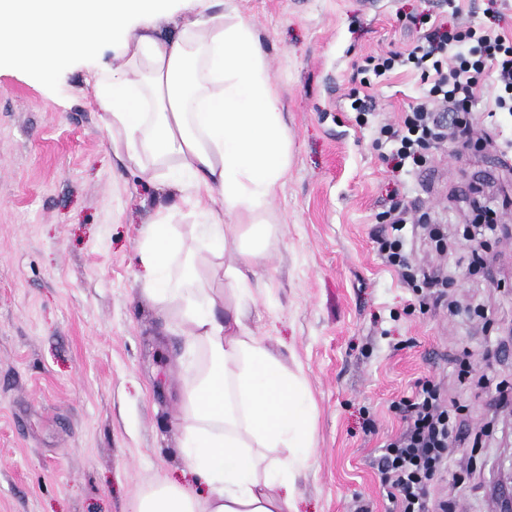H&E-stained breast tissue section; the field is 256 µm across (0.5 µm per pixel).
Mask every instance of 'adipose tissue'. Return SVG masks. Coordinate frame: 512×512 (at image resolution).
Instances as JSON below:
<instances>
[{
    "label": "adipose tissue",
    "mask_w": 512,
    "mask_h": 512,
    "mask_svg": "<svg viewBox=\"0 0 512 512\" xmlns=\"http://www.w3.org/2000/svg\"><path fill=\"white\" fill-rule=\"evenodd\" d=\"M76 56L113 154L178 190L193 218L157 210L138 251L143 295L189 328L180 451L206 490L161 476L131 510L295 512L311 398L242 320L266 285V206L290 165L256 30L214 0H0V61L39 67L50 82Z\"/></svg>",
    "instance_id": "obj_1"
}]
</instances>
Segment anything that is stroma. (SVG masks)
I'll list each match as a JSON object with an SVG mask.
<instances>
[{
  "mask_svg": "<svg viewBox=\"0 0 512 512\" xmlns=\"http://www.w3.org/2000/svg\"><path fill=\"white\" fill-rule=\"evenodd\" d=\"M251 21L291 140L288 175L245 322L313 401L314 448L296 479L297 512H375L389 502L372 462L400 426L396 405L440 380L467 418L439 497L488 512L512 470V238L457 228L473 221L477 184L512 225V152L430 148L427 168H396L348 112L372 95L392 121L420 81L364 80L368 56L409 47L439 22L512 33V0H220ZM76 58L55 80L0 70V512H130L161 473L181 476L184 337L141 293L137 248L155 211L179 204L120 164ZM443 225L448 290L487 318L420 309L372 239L391 203Z\"/></svg>",
  "mask_w": 512,
  "mask_h": 512,
  "instance_id": "35a3bbf8",
  "label": "stroma"
}]
</instances>
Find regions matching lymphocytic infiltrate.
Segmentation results:
<instances>
[{
    "label": "lymphocytic infiltrate",
    "instance_id": "obj_1",
    "mask_svg": "<svg viewBox=\"0 0 512 512\" xmlns=\"http://www.w3.org/2000/svg\"><path fill=\"white\" fill-rule=\"evenodd\" d=\"M376 76L388 73L418 74L423 89L416 104L398 121L377 122L370 96L350 95L349 106L360 127L373 130L380 146L388 148L397 166L424 159L431 142L450 139L469 145L472 128L460 118L475 99L484 79L496 90V111L512 115V35L493 27L439 26L404 51H388L368 57ZM408 209L395 205L377 235V251L385 264L412 284L419 305H445L442 280L414 262L408 238L419 229ZM426 239L437 241L436 225L421 227ZM401 427L386 438L376 459V469L392 512H432L430 491L444 473L453 435L463 421L448 402L441 384L427 380L397 405Z\"/></svg>",
    "mask_w": 512,
    "mask_h": 512
}]
</instances>
